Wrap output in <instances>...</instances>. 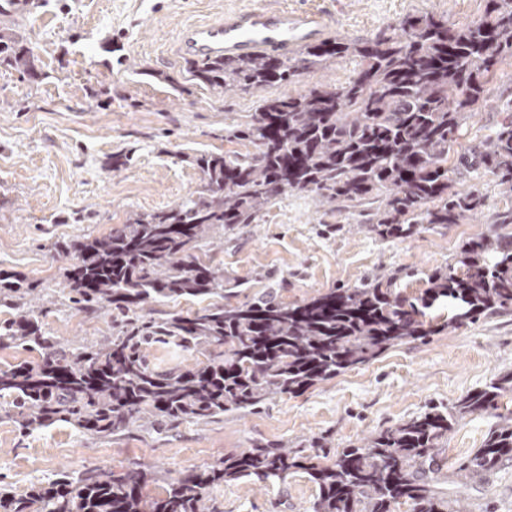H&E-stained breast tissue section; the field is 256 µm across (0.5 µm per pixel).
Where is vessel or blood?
Returning <instances> with one entry per match:
<instances>
[{
    "label": "vessel or blood",
    "instance_id": "obj_1",
    "mask_svg": "<svg viewBox=\"0 0 512 512\" xmlns=\"http://www.w3.org/2000/svg\"><path fill=\"white\" fill-rule=\"evenodd\" d=\"M319 12L295 14L285 9L242 10L223 20L187 29L182 42L196 57L260 52L289 53L326 29Z\"/></svg>",
    "mask_w": 512,
    "mask_h": 512
}]
</instances>
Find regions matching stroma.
Returning <instances> with one entry per match:
<instances>
[{
  "label": "stroma",
  "mask_w": 512,
  "mask_h": 512,
  "mask_svg": "<svg viewBox=\"0 0 512 512\" xmlns=\"http://www.w3.org/2000/svg\"><path fill=\"white\" fill-rule=\"evenodd\" d=\"M486 0H48L18 22L40 59L29 80L0 67V271L19 274L54 292L64 288L67 260L54 244L98 236L130 215L172 206L201 187L192 159L204 152L243 151L228 129L255 111L257 98L217 96L193 80L190 58L178 47L187 25L233 10L286 8L322 11L327 36L368 39L389 33L409 14H432L463 26L479 20ZM512 98V62L489 82V97L462 131L460 147L478 143ZM130 155L113 170L112 157ZM485 208L472 221L395 241L356 226L347 212L315 209L291 195L261 220L225 242L219 259L227 276L243 281L240 299L282 282L284 301L316 291L352 287L380 269L414 270L398 286L409 296L425 275L453 263L468 239L512 232L501 216L512 209L492 174H473ZM336 225L333 234L326 225ZM60 340L96 342L112 333V314L55 306L41 319ZM512 371V312L485 317L451 332L396 347L373 363L340 374L296 397L208 422H185L156 433L136 429L97 438L58 423L26 435L0 399V483L24 493L58 473L87 468L121 470L132 462L161 476L185 475L258 444H285L309 455L312 440H331L327 461L370 433L405 422L431 407H448ZM491 419L461 420L440 456L439 486L459 492L468 512H512V464L465 487L456 485L461 461L481 448ZM317 493L302 473L262 486L242 479L212 489L223 512H305Z\"/></svg>",
  "instance_id": "stroma-1"
}]
</instances>
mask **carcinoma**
<instances>
[{"instance_id":"obj_1","label":"carcinoma","mask_w":512,"mask_h":512,"mask_svg":"<svg viewBox=\"0 0 512 512\" xmlns=\"http://www.w3.org/2000/svg\"><path fill=\"white\" fill-rule=\"evenodd\" d=\"M15 0H0V67L38 79V57L15 21ZM396 33L369 40L333 37L286 57L224 54L193 61L194 79L218 96L237 89L258 97L256 110L228 137L241 154L195 159L200 190L174 206L135 214L102 236L64 240V299L86 314L116 313L112 335L65 344L40 325L53 295L17 274L0 275V347L36 351L39 359L0 368L8 414L32 433L67 422L84 434L116 437L133 428L163 431L208 421L298 395L376 361L387 351L512 310V233L466 241L456 261L426 275L409 297L399 273L375 274L360 285L328 288L285 302L270 288L234 303L241 283L196 255L224 250L242 224H256L288 195L317 205L358 209L357 224L381 239H406L463 224L481 213L477 189L455 188L454 176L494 175L512 196V100L481 143L456 149L462 129L484 100L490 77L512 60V0H487L485 16L456 26L430 14L408 15ZM357 64L343 84L318 83L270 96L300 76L342 61ZM220 298L195 311H159L182 299ZM448 306L441 322L427 310ZM172 344L204 360L160 369L148 359ZM512 372L498 373L451 407L430 408L372 433L336 454L329 465L285 445H256L194 473L164 480L137 463L122 472H68L20 498L0 487V512H221L210 498L226 482L285 480L305 471L318 489L307 512H466L461 499L436 486L439 455L462 419H497L482 447L458 466L459 483L512 462Z\"/></svg>"}]
</instances>
